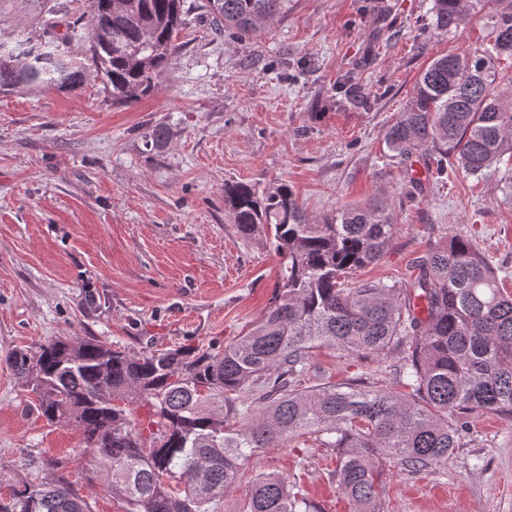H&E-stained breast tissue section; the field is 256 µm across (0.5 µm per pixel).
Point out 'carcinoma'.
Wrapping results in <instances>:
<instances>
[{
  "instance_id": "carcinoma-1",
  "label": "carcinoma",
  "mask_w": 512,
  "mask_h": 512,
  "mask_svg": "<svg viewBox=\"0 0 512 512\" xmlns=\"http://www.w3.org/2000/svg\"><path fill=\"white\" fill-rule=\"evenodd\" d=\"M288 0H205L218 35H254L285 12ZM489 43L470 56L434 59L384 133L390 160L420 188L462 173L499 174L512 196V108L499 90L497 63L512 62V0H495ZM484 0H433V29L467 26ZM184 0H90L81 54L115 105L153 95L178 51ZM44 20L33 41L0 20V93L66 89L82 72L64 51L78 36ZM166 127L148 134L165 147ZM424 170L420 176L414 165ZM224 206L240 233L273 239L285 257L278 292L249 330L218 352L183 346L141 357L100 339L55 340L19 349L6 364L37 395L51 423L83 434L86 480L125 512H215L241 461L259 448L312 436L336 450L338 490L353 512H381L377 460L415 473L443 465L460 447L474 410L512 417V295L474 242L454 236L432 247L403 280L348 287L379 260L396 234L379 203L345 207L311 223L285 183L258 191L224 184ZM405 353L397 387L355 383L302 387L310 350ZM239 419L241 426L228 427ZM41 481L15 482L0 464V512H92L60 471L40 462ZM183 481L174 491L169 481ZM249 512H312L307 499L274 474L257 475Z\"/></svg>"
}]
</instances>
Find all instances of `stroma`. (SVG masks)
Returning a JSON list of instances; mask_svg holds the SVG:
<instances>
[{
    "instance_id": "35a3bbf8",
    "label": "stroma",
    "mask_w": 512,
    "mask_h": 512,
    "mask_svg": "<svg viewBox=\"0 0 512 512\" xmlns=\"http://www.w3.org/2000/svg\"><path fill=\"white\" fill-rule=\"evenodd\" d=\"M179 29L158 90L113 104L86 74L70 90L0 94V458L15 480L29 458L66 460L65 476L93 512L122 502L85 479L83 438L51 424L5 363L14 350L96 337L128 354L183 345L223 349L275 293L282 257L243 238L224 186L288 184L309 219L377 197L400 230L353 281L398 280L453 231L470 236L512 293V199L497 178L463 175L411 187L384 154L385 129L435 58L481 49L493 10L437 33L432 0H288L260 35L217 36L202 0ZM165 125L162 152L143 134ZM403 354L312 351L304 386L357 378L387 389ZM447 464L416 474L382 463L383 512H512V419L469 416ZM313 440L262 448L245 460L218 512H247L257 473L283 477L313 512H352Z\"/></svg>"
}]
</instances>
